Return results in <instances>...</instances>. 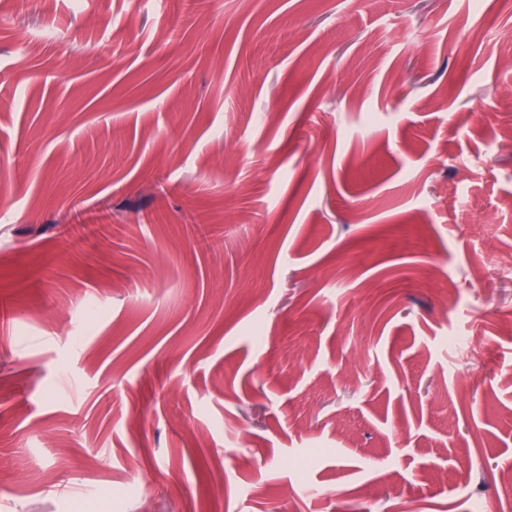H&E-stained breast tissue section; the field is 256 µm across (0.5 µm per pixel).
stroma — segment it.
I'll use <instances>...</instances> for the list:
<instances>
[{
    "label": "stroma",
    "mask_w": 512,
    "mask_h": 512,
    "mask_svg": "<svg viewBox=\"0 0 512 512\" xmlns=\"http://www.w3.org/2000/svg\"><path fill=\"white\" fill-rule=\"evenodd\" d=\"M479 26L512 0H0V512H512Z\"/></svg>",
    "instance_id": "1"
}]
</instances>
